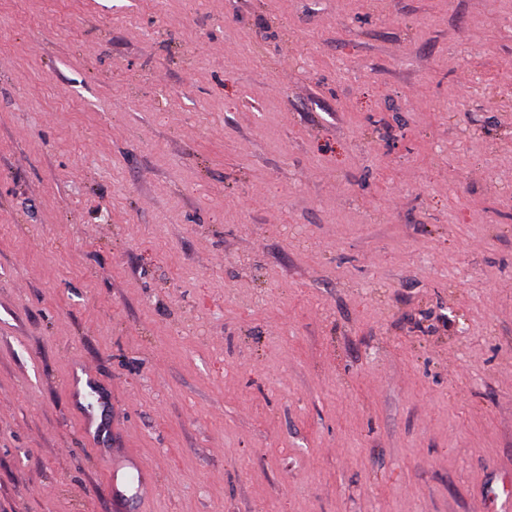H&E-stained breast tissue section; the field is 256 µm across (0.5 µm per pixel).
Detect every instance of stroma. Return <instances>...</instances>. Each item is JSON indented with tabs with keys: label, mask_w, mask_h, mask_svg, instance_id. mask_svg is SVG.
Returning <instances> with one entry per match:
<instances>
[{
	"label": "stroma",
	"mask_w": 512,
	"mask_h": 512,
	"mask_svg": "<svg viewBox=\"0 0 512 512\" xmlns=\"http://www.w3.org/2000/svg\"><path fill=\"white\" fill-rule=\"evenodd\" d=\"M487 512L512 476V0H0V512ZM71 384L73 398L81 405L80 431L87 446L106 466V490L112 494L114 512H125L130 503L137 512H151L148 504L156 492L153 472L129 453L109 448L112 428V400L103 392L96 372L84 365ZM89 398L84 405V401Z\"/></svg>",
	"instance_id": "stroma-1"
}]
</instances>
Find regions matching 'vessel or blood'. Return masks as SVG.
<instances>
[{"instance_id":"obj_1","label":"vessel or blood","mask_w":512,"mask_h":512,"mask_svg":"<svg viewBox=\"0 0 512 512\" xmlns=\"http://www.w3.org/2000/svg\"><path fill=\"white\" fill-rule=\"evenodd\" d=\"M72 395L82 405L80 431L87 446L100 456L106 466V489L112 495L114 512H150L148 504L156 491L152 471L135 456L112 451L109 436L112 428V401L103 391L96 372L82 368L71 384Z\"/></svg>"}]
</instances>
